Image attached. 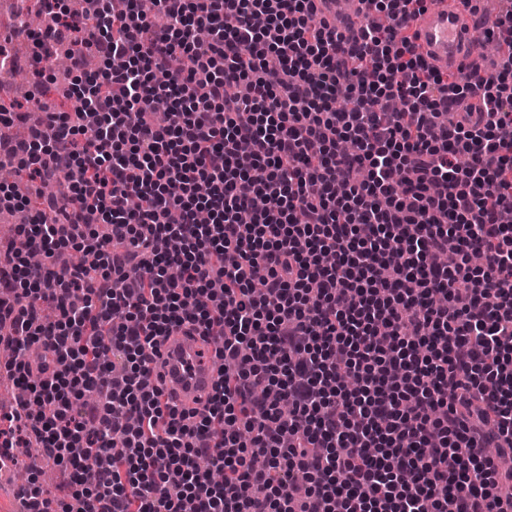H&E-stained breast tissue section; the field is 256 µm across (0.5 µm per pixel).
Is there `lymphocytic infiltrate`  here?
<instances>
[{"label": "lymphocytic infiltrate", "instance_id": "lymphocytic-infiltrate-1", "mask_svg": "<svg viewBox=\"0 0 512 512\" xmlns=\"http://www.w3.org/2000/svg\"><path fill=\"white\" fill-rule=\"evenodd\" d=\"M35 2L33 89L69 45L70 106L0 141V211L29 215L0 343L43 349L7 363L0 452L66 481L30 475L28 512L512 506V7L460 81L404 27L426 0H365L386 21L345 51L312 0ZM176 330L223 345L201 412L152 381Z\"/></svg>", "mask_w": 512, "mask_h": 512}]
</instances>
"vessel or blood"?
Returning <instances> with one entry per match:
<instances>
[{
    "label": "vessel or blood",
    "mask_w": 512,
    "mask_h": 512,
    "mask_svg": "<svg viewBox=\"0 0 512 512\" xmlns=\"http://www.w3.org/2000/svg\"><path fill=\"white\" fill-rule=\"evenodd\" d=\"M315 13L331 29L350 36L364 21V6L350 9L345 0H314ZM417 50L430 69L457 72L473 59L472 15L461 0H429L426 9L410 17ZM159 370L167 393L186 408H203L221 376L211 338L175 332L160 344Z\"/></svg>",
    "instance_id": "1"
}]
</instances>
